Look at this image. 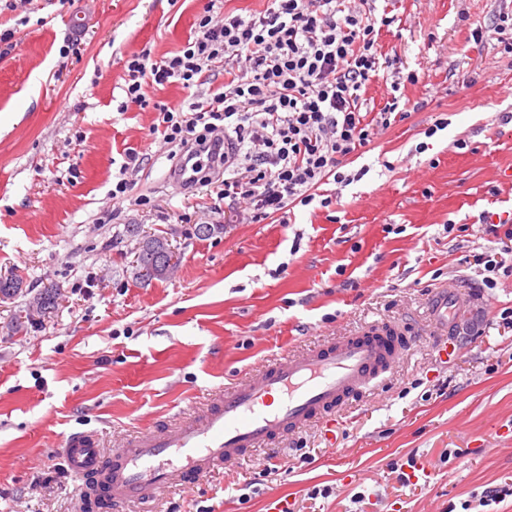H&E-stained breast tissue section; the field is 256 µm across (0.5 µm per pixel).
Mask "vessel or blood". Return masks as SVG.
Listing matches in <instances>:
<instances>
[{"instance_id": "b4317fda", "label": "vessel or blood", "mask_w": 512, "mask_h": 512, "mask_svg": "<svg viewBox=\"0 0 512 512\" xmlns=\"http://www.w3.org/2000/svg\"><path fill=\"white\" fill-rule=\"evenodd\" d=\"M404 353L396 327L321 344L268 363L174 425L120 439L109 453L79 434L61 454L76 478L97 474L113 503L153 502L312 422L335 427L337 409Z\"/></svg>"}]
</instances>
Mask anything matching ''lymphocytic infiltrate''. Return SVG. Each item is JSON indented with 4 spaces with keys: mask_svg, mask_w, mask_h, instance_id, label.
Returning a JSON list of instances; mask_svg holds the SVG:
<instances>
[{
    "mask_svg": "<svg viewBox=\"0 0 512 512\" xmlns=\"http://www.w3.org/2000/svg\"><path fill=\"white\" fill-rule=\"evenodd\" d=\"M206 5L197 34L180 54L127 59L129 103L146 106L151 85L190 88L203 74L224 71L222 92L211 102L156 105L153 133L180 150L190 168L187 184L223 167L221 196L248 205L252 222L286 214L320 197L327 182L350 183L343 158L370 146L400 106L402 83L393 81L374 118L363 107L379 74L377 37L390 17H376L370 0H270L264 12L214 17Z\"/></svg>",
    "mask_w": 512,
    "mask_h": 512,
    "instance_id": "obj_1",
    "label": "lymphocytic infiltrate"
}]
</instances>
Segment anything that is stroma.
I'll list each match as a JSON object with an SVG mask.
<instances>
[{"instance_id": "obj_1", "label": "stroma", "mask_w": 512, "mask_h": 512, "mask_svg": "<svg viewBox=\"0 0 512 512\" xmlns=\"http://www.w3.org/2000/svg\"><path fill=\"white\" fill-rule=\"evenodd\" d=\"M208 0H0V512H512V275L485 282L475 255H496L484 215L512 218V55L475 41L512 0H375L378 50L398 56L406 118L370 151L343 160L350 184L333 203L296 206L289 223L250 222L213 186L177 191L173 162L150 129L154 104L206 101L224 81L123 90L130 55L158 60L193 37ZM76 19L72 32L68 19ZM74 52L61 54L70 40ZM449 124L428 135L438 119ZM123 201L112 179L127 153ZM222 232L197 235V224ZM165 236L179 257L165 280L132 278L125 225ZM60 287L58 304L26 324L30 299ZM461 295L441 360L429 308ZM404 327L399 365L336 412L335 439L310 424L192 488L136 507L81 495L59 450L74 432L101 447L160 429L271 360L360 334ZM277 468L266 471L268 457ZM428 481L402 482L410 459ZM329 497L310 498L316 487Z\"/></svg>"}]
</instances>
